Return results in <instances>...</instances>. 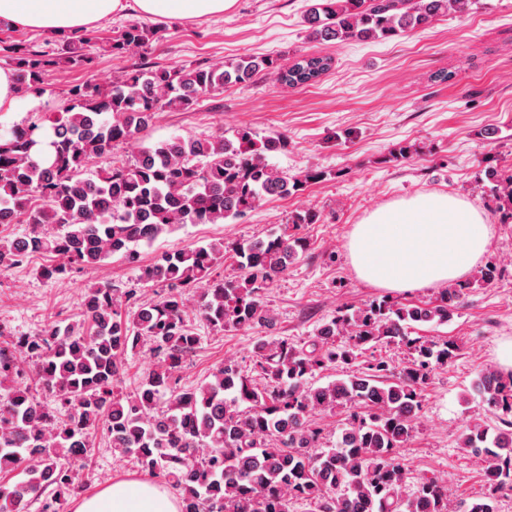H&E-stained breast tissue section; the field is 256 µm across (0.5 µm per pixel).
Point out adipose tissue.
Instances as JSON below:
<instances>
[{
  "label": "adipose tissue",
  "mask_w": 512,
  "mask_h": 512,
  "mask_svg": "<svg viewBox=\"0 0 512 512\" xmlns=\"http://www.w3.org/2000/svg\"><path fill=\"white\" fill-rule=\"evenodd\" d=\"M237 0H0V27L62 34L115 15H219ZM494 229L484 212L448 194L401 199L366 215L350 232L351 266L363 282L391 293L461 281L487 252ZM163 484L118 480L74 501L73 512H179Z\"/></svg>",
  "instance_id": "adipose-tissue-1"
}]
</instances>
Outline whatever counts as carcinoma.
<instances>
[{
	"mask_svg": "<svg viewBox=\"0 0 512 512\" xmlns=\"http://www.w3.org/2000/svg\"><path fill=\"white\" fill-rule=\"evenodd\" d=\"M479 0H318L307 15L309 36L341 45L387 41L423 28L448 13L468 14ZM162 30L129 23L115 31L110 49L121 58ZM83 33L58 52L12 49L24 94L40 97L52 68L83 67ZM332 58L301 56L287 64L271 56H241L208 67H137L111 84L88 82L68 92L59 112L0 129V215L33 229L0 240V274L34 256L49 258L37 270L65 282L74 271L121 255L139 274L138 287L103 282L85 292L78 324L53 325L31 336L0 328V384L11 383L0 403V475L16 474L9 512H65L84 488L91 441L104 431L112 448L139 470L168 482L181 512H291L295 500L317 512H448V490L424 476L405 492L407 471L396 449L414 437L421 387L434 368L456 355L455 344L410 337L418 325H445L458 310L465 284L442 289L429 301L400 303L389 297L339 308L299 346L286 338L260 337L253 366L226 360L211 377L181 384L184 360L200 337L188 321L191 289L204 285L199 316L224 331L271 329L272 311L262 294L306 251L302 238L282 232L227 247L201 241L140 264L138 247L186 224L244 219L258 203L285 197L323 178L318 170L290 175L269 158L285 148L281 136L259 137L240 127L232 137L180 136L141 145L136 157L113 154L165 111H188L224 87L247 83L266 70L288 87L311 85ZM108 167L89 176L95 159ZM482 182L507 204L512 220V175L483 170ZM232 251L240 274H215ZM163 288L159 299L139 302L140 287ZM345 336L348 344L336 343ZM153 344L157 367L128 395L119 390L128 354ZM401 342L414 351L395 365L371 355L361 371L323 386L318 370L349 365L369 343ZM476 391L498 419L492 428L468 424L459 448L483 460L489 494L458 512H498L497 494L512 491V372L486 368ZM54 398L50 409L40 395ZM350 410L334 447L320 450L317 414Z\"/></svg>",
	"mask_w": 512,
	"mask_h": 512,
	"instance_id": "1",
	"label": "carcinoma"
}]
</instances>
